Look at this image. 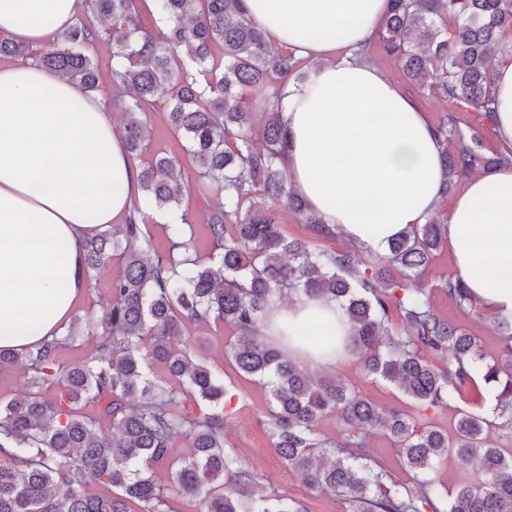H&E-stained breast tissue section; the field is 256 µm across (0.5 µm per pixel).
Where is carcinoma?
I'll return each instance as SVG.
<instances>
[{"label": "carcinoma", "mask_w": 512, "mask_h": 512, "mask_svg": "<svg viewBox=\"0 0 512 512\" xmlns=\"http://www.w3.org/2000/svg\"><path fill=\"white\" fill-rule=\"evenodd\" d=\"M85 2L86 15L53 47L34 53L0 38V56H27L96 93L88 49L107 40L111 104L122 111L127 149L140 148L144 117L166 100L194 184L185 183L177 156H157L140 174L142 195L128 223L82 243L85 273L114 257L121 264L106 318L76 315L35 352L0 349V371H22L29 386V395L0 402V512H129L131 502L139 512H173L175 498L197 503V512H305L287 494L267 492L227 447L236 396L224 374L191 357L184 339L187 326L212 320L235 333L226 355L236 372L266 385L271 447L310 491L338 497L345 512H512V320L497 319L502 354L489 362L478 337L433 309L422 276L447 246V220L432 214L385 255L349 243L318 249L338 228L290 190L282 164L283 83L303 78L300 61L270 53L240 0H157L166 22L157 32L144 27L137 0ZM510 37L512 0H390L364 50L366 61L375 53L394 60L418 94L444 101L435 130L445 199L458 181L512 165V148L482 152L495 112L492 61ZM463 112L471 117L465 133ZM188 188L207 204L210 237L223 251L217 263L159 254L143 233L151 214L177 215L172 236L181 238L190 224L179 213ZM282 206L306 237L283 233ZM438 288L462 311L476 310L460 281ZM288 293L339 304L350 325L345 349L362 373L400 390L420 412L447 407L479 376L495 390V418L462 412L450 438L420 414L385 409L342 379L298 365L263 334L267 311ZM294 340L321 349L334 337L304 326ZM86 343L91 355L61 359L62 349ZM328 415L340 426L334 441L318 429ZM102 423L111 435L96 431ZM497 430L498 440L490 439ZM378 431L399 449L413 483H396L377 463L370 439ZM180 435L191 452L176 457ZM450 449L469 474L447 496L431 473ZM159 471L168 473L165 486ZM93 486L111 493L94 494Z\"/></svg>", "instance_id": "carcinoma-1"}]
</instances>
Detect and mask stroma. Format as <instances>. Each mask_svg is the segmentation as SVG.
<instances>
[{"label":"stroma","instance_id":"obj_1","mask_svg":"<svg viewBox=\"0 0 512 512\" xmlns=\"http://www.w3.org/2000/svg\"><path fill=\"white\" fill-rule=\"evenodd\" d=\"M168 104L158 101L154 110L145 119L147 126L144 150L132 154L131 160L137 167H147L148 163L160 153L181 154L179 141L169 132L166 125ZM191 220L190 228L185 231L191 239V254L200 261L210 263L218 260L207 229L206 211L193 193H186L183 201ZM434 305L437 311L477 336L484 347L488 359H495L499 353V331L493 319L487 314L463 313L443 295H435ZM189 340L194 353L217 371H224L233 378L235 386L247 393L248 399L238 409L226 428V439L235 448L243 462L255 468L262 476L266 487L288 494L301 500L308 512H344L343 504L331 495H316L305 486L300 474L285 467L273 452L271 443L262 424L263 414L268 406V394L258 383L237 377L233 366L225 357L224 347L231 333L222 323L210 322L200 326H190ZM325 375L340 378L353 385L364 396L386 407L400 405L402 396L397 389L381 381H372L363 377L354 358L343 359L336 366L325 368ZM493 395L483 381H476L463 396L452 399L447 408L427 411L426 417L435 426L452 429L459 411L468 410L482 414L490 413Z\"/></svg>","mask_w":512,"mask_h":512}]
</instances>
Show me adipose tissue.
<instances>
[{"mask_svg": "<svg viewBox=\"0 0 512 512\" xmlns=\"http://www.w3.org/2000/svg\"><path fill=\"white\" fill-rule=\"evenodd\" d=\"M82 0H0V37L41 47L71 27ZM267 39L310 61L287 80L283 166L324 223L373 253L425 223L446 173L415 96L367 63L388 0H242ZM492 136L512 146V52L494 58ZM141 194L111 112L80 84L29 60L0 65V349L36 350L88 289L81 244L128 219ZM453 273L490 314L512 318V167L468 177L448 207ZM289 329H347L328 300L271 312ZM30 321L34 332H20Z\"/></svg>", "mask_w": 512, "mask_h": 512, "instance_id": "1", "label": "adipose tissue"}]
</instances>
